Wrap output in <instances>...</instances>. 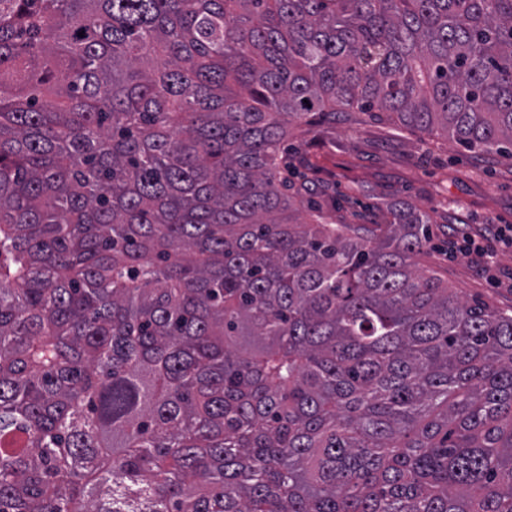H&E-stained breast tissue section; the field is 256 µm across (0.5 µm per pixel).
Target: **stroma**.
Segmentation results:
<instances>
[{
	"label": "stroma",
	"mask_w": 512,
	"mask_h": 512,
	"mask_svg": "<svg viewBox=\"0 0 512 512\" xmlns=\"http://www.w3.org/2000/svg\"><path fill=\"white\" fill-rule=\"evenodd\" d=\"M302 154L315 157L307 174L312 198L327 204L337 197L336 218L367 229L380 223L386 205L408 202L433 222L428 246L416 257L419 267L467 300L512 314V290L488 281L467 259L447 255L448 227L512 224V157L467 151L442 136L429 137L371 114L337 123L336 145L299 133Z\"/></svg>",
	"instance_id": "stroma-1"
}]
</instances>
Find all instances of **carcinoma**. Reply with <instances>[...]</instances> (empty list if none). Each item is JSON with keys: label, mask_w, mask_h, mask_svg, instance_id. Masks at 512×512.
I'll list each match as a JSON object with an SVG mask.
<instances>
[{"label": "carcinoma", "mask_w": 512, "mask_h": 512, "mask_svg": "<svg viewBox=\"0 0 512 512\" xmlns=\"http://www.w3.org/2000/svg\"><path fill=\"white\" fill-rule=\"evenodd\" d=\"M354 112L512 156V0H0V512H512V315L294 217Z\"/></svg>", "instance_id": "obj_1"}]
</instances>
